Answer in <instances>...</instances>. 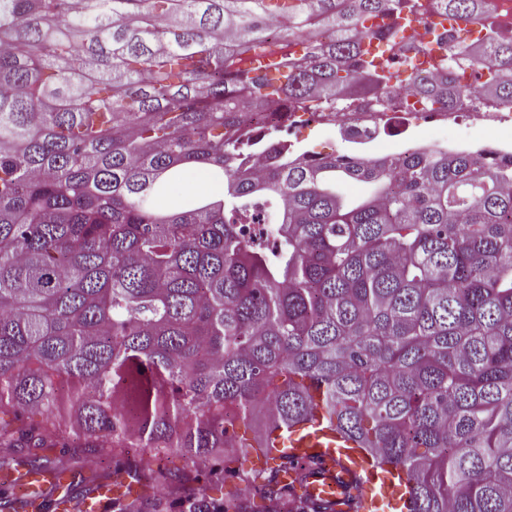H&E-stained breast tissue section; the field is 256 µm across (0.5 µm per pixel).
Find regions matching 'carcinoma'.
Listing matches in <instances>:
<instances>
[{
	"mask_svg": "<svg viewBox=\"0 0 512 512\" xmlns=\"http://www.w3.org/2000/svg\"><path fill=\"white\" fill-rule=\"evenodd\" d=\"M483 17L489 0H0V471L119 460L112 474L186 494L199 474L126 449L207 458L222 512H301L277 471L241 499L215 448L239 422L312 416L405 476L410 512H512V158H296L273 133L244 168V129L311 99L387 108L411 47L405 13ZM393 22L372 29L365 22ZM512 104V38L465 45ZM275 52L285 81L244 65ZM448 108V67L412 79ZM218 199L169 213L186 169ZM363 183L350 200L337 185ZM242 224H257L252 238ZM118 512H173L157 496ZM192 169L186 170L183 178L180 182L172 185L165 195L161 198V208L166 210H176L180 207L184 199L189 195H205V196H217L222 194V188L224 186L223 181H216L213 176H209V184L205 187L190 188L186 182V176L189 175ZM213 178V179H212ZM223 183V186H222ZM220 191V193H219ZM62 450L63 448H48L42 454L47 455L53 460H60L64 464L71 465L76 469H82L86 475H89L92 471L97 474L112 472V459L97 460L96 463H75L76 460H73L69 454Z\"/></svg>",
	"mask_w": 512,
	"mask_h": 512,
	"instance_id": "carcinoma-1",
	"label": "carcinoma"
}]
</instances>
